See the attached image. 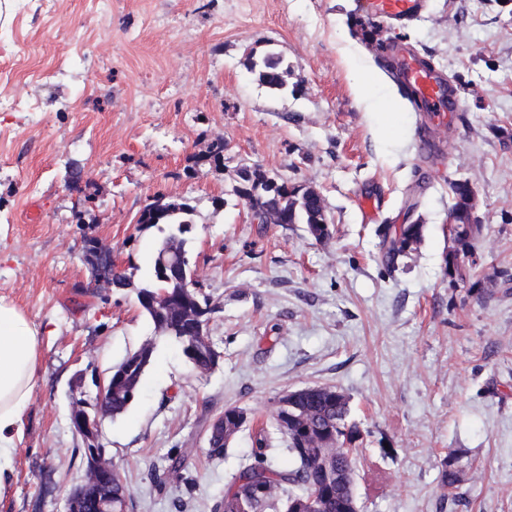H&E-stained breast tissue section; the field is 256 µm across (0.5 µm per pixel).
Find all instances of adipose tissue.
I'll return each mask as SVG.
<instances>
[{
    "label": "adipose tissue",
    "instance_id": "ef3b65f1",
    "mask_svg": "<svg viewBox=\"0 0 512 512\" xmlns=\"http://www.w3.org/2000/svg\"><path fill=\"white\" fill-rule=\"evenodd\" d=\"M41 331L13 303L0 298V487L37 385Z\"/></svg>",
    "mask_w": 512,
    "mask_h": 512
}]
</instances>
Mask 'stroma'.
Masks as SVG:
<instances>
[{"label":"stroma","instance_id":"obj_1","mask_svg":"<svg viewBox=\"0 0 512 512\" xmlns=\"http://www.w3.org/2000/svg\"><path fill=\"white\" fill-rule=\"evenodd\" d=\"M390 50L427 60L457 112L404 99ZM253 51L283 56L287 91L260 84ZM391 102L405 114L396 141L377 125ZM218 138L215 166L202 156ZM247 169L319 191L330 238L254 223L233 192ZM463 181L482 230L477 265L454 281L448 211ZM161 195L193 208L187 248L223 355L208 373L155 339L130 290H89L85 236L140 280L162 234L137 218ZM402 224L423 237L390 269L385 232ZM0 297L44 330L0 512H66L82 473L72 379L150 340L137 400L102 426L129 512L176 499L212 512L274 401L307 386L349 399L360 512H512V0H426L403 26L365 19L357 0H0ZM227 407L251 418L217 458L208 429ZM175 452L182 479L156 487L149 471Z\"/></svg>","mask_w":512,"mask_h":512}]
</instances>
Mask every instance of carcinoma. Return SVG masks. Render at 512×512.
Instances as JSON below:
<instances>
[{
  "mask_svg": "<svg viewBox=\"0 0 512 512\" xmlns=\"http://www.w3.org/2000/svg\"><path fill=\"white\" fill-rule=\"evenodd\" d=\"M251 68L258 73L259 81L275 92L287 90L283 59L275 52H266L258 61L251 62ZM296 218L301 224H316L320 210L317 199L303 195L295 199ZM191 205L182 198H168L163 202L153 200L141 210L139 223L161 226L165 231L156 249L147 278L138 286L123 272L116 275L113 288L131 289L136 298L160 286L159 264L175 265L180 262L178 251L185 248V235L190 232L187 216ZM142 312L151 323L166 324L174 328L171 333L161 332L159 337L178 343L189 363L205 365L214 346L197 343L195 326L182 319L175 309ZM146 370L135 368L122 387L112 389V398L102 406V416L115 418L124 414L140 394ZM234 408L228 407L210 425L209 440L212 452L224 453L230 441L240 431L230 415ZM348 400L333 387L315 386L301 395L292 409L293 422L285 425L275 408L272 417L277 430L288 438V451L292 454L295 467L280 470L274 467L269 457V438L265 428H259L253 438L252 462L243 467L224 490L223 498L214 506V512H231L239 503L249 512H275L276 490L283 484L291 486L288 501L312 500L314 512H353L347 483L353 479L357 448L361 433L354 427H346ZM131 492L127 483L117 477L112 480V508L116 512L129 507Z\"/></svg>",
  "mask_w": 512,
  "mask_h": 512,
  "instance_id": "carcinoma-1",
  "label": "carcinoma"
}]
</instances>
